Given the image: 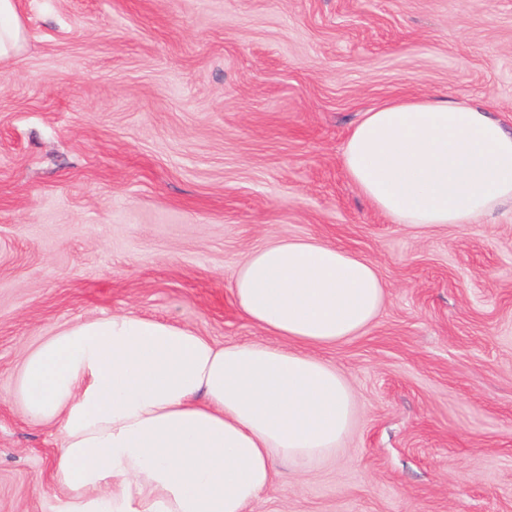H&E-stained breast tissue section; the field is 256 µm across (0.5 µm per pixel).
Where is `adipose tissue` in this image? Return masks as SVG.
I'll return each mask as SVG.
<instances>
[{
    "instance_id": "adipose-tissue-1",
    "label": "adipose tissue",
    "mask_w": 512,
    "mask_h": 512,
    "mask_svg": "<svg viewBox=\"0 0 512 512\" xmlns=\"http://www.w3.org/2000/svg\"><path fill=\"white\" fill-rule=\"evenodd\" d=\"M25 28L0 0V62ZM342 165L394 223L468 224L512 205V134L482 107L435 96L364 112ZM232 294L261 342L219 345L132 313L75 322L26 352V416L57 427V512H250L275 464L329 457L356 406L320 349L360 335L386 289L374 264L314 239H280L237 269Z\"/></svg>"
}]
</instances>
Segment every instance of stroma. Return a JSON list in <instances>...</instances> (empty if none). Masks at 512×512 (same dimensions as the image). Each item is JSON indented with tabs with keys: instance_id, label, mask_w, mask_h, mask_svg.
<instances>
[{
	"instance_id": "stroma-1",
	"label": "stroma",
	"mask_w": 512,
	"mask_h": 512,
	"mask_svg": "<svg viewBox=\"0 0 512 512\" xmlns=\"http://www.w3.org/2000/svg\"><path fill=\"white\" fill-rule=\"evenodd\" d=\"M0 63V512H53L55 428L25 418L26 349L113 313L264 340L238 265L275 238L373 261L359 336L320 350L353 429L276 466L253 512H512V206L396 224L341 165L363 112L482 103L512 133V0H16ZM25 42V28L15 0H0V62L18 56Z\"/></svg>"
}]
</instances>
